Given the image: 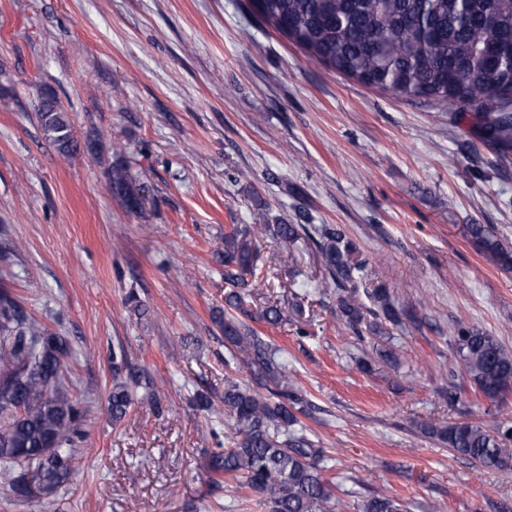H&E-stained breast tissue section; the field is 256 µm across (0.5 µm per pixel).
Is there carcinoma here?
Instances as JSON below:
<instances>
[{
	"mask_svg": "<svg viewBox=\"0 0 512 512\" xmlns=\"http://www.w3.org/2000/svg\"><path fill=\"white\" fill-rule=\"evenodd\" d=\"M264 24L293 41L311 57L360 84L408 99H424L470 112L486 137L512 145V0H248ZM43 137L65 157L96 156L99 144L75 140L68 112L50 91L39 95ZM107 187L130 213H143L147 185L134 178L129 162L118 158ZM284 244L308 238L315 246L325 283L336 288L338 308L356 335L383 333V324L400 326L417 317L398 307L385 285L359 287L364 269L356 244L339 224H234L224 233V295L219 324L229 356L246 351V366L257 387L226 379L224 412L230 418L229 446L206 457L208 470L227 476L259 496L267 512H333L335 500L324 477L326 451L301 429L297 414L305 399L278 362L277 350L241 323L232 310L242 293L264 282L259 237L267 231ZM468 234L497 265L512 253L489 224H470ZM262 319L277 326L286 314L274 303ZM452 347L475 390L497 401L512 392V351L474 326L453 327ZM72 354L68 337L36 322L20 301L0 290V474L20 499L51 497L75 470L77 440L84 412L63 378ZM159 408L156 384L134 371L123 350L112 351V392L108 410L120 421L135 400ZM425 434L464 458L500 471L512 470V426L469 421L425 424ZM35 464L33 473L16 472ZM358 512H405L401 500L373 493Z\"/></svg>",
	"mask_w": 512,
	"mask_h": 512,
	"instance_id": "carcinoma-1",
	"label": "carcinoma"
}]
</instances>
